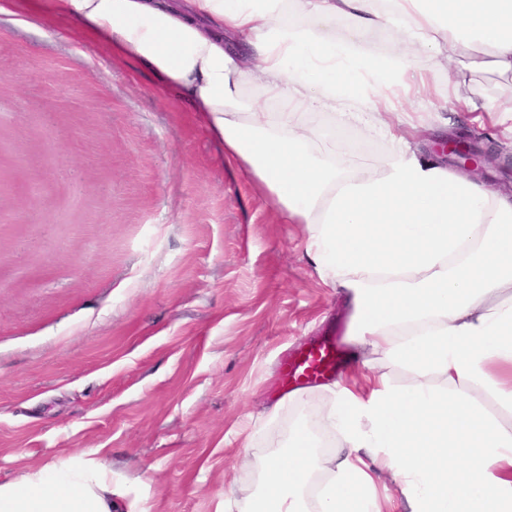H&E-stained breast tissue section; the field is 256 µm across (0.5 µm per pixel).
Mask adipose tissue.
Listing matches in <instances>:
<instances>
[{"label": "adipose tissue", "mask_w": 512, "mask_h": 512, "mask_svg": "<svg viewBox=\"0 0 512 512\" xmlns=\"http://www.w3.org/2000/svg\"><path fill=\"white\" fill-rule=\"evenodd\" d=\"M81 28L187 99L225 159L305 225L318 276L352 308L350 366L329 385L326 454L305 426L258 465L236 512H512V196L419 156L395 133L401 89L435 106L434 72L512 79V0H59ZM345 20L337 38L329 28ZM401 42L373 56L368 36ZM427 55L430 64L414 59ZM358 101L395 139L381 171L316 144L305 117ZM395 495H379L375 475ZM219 503L218 512H226ZM0 512H136L87 453L0 482Z\"/></svg>", "instance_id": "obj_1"}]
</instances>
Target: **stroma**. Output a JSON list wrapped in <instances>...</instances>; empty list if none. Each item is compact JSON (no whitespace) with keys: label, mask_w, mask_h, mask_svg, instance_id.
Segmentation results:
<instances>
[{"label":"stroma","mask_w":512,"mask_h":512,"mask_svg":"<svg viewBox=\"0 0 512 512\" xmlns=\"http://www.w3.org/2000/svg\"><path fill=\"white\" fill-rule=\"evenodd\" d=\"M57 4L0 0V481L91 453L150 512H215L257 483L245 435L257 459L300 423L332 445L323 387L284 399L280 365L351 308L191 104ZM308 124L368 171L393 148L329 112ZM462 131L512 189L490 119L442 111L417 148Z\"/></svg>","instance_id":"1"}]
</instances>
